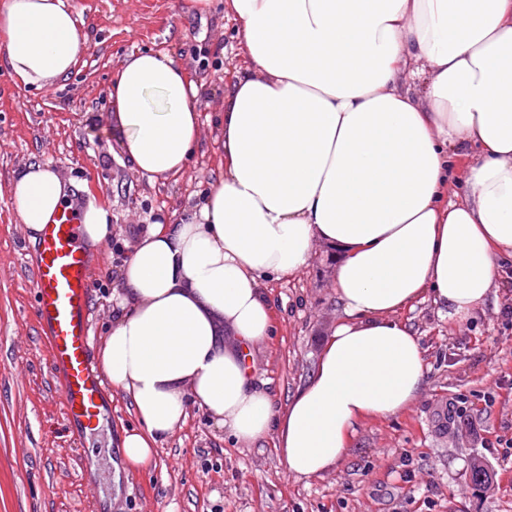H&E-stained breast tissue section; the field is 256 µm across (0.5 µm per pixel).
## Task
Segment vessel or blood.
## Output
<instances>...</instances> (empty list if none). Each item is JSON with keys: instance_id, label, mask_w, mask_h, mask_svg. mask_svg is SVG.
<instances>
[{"instance_id": "b4317fda", "label": "vessel or blood", "mask_w": 512, "mask_h": 512, "mask_svg": "<svg viewBox=\"0 0 512 512\" xmlns=\"http://www.w3.org/2000/svg\"><path fill=\"white\" fill-rule=\"evenodd\" d=\"M89 253L78 233L77 210L56 213L41 234L32 272L39 324L68 424L91 428L111 394L89 361Z\"/></svg>"}]
</instances>
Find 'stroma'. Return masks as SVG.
I'll list each match as a JSON object with an SVG mask.
<instances>
[{"mask_svg": "<svg viewBox=\"0 0 512 512\" xmlns=\"http://www.w3.org/2000/svg\"><path fill=\"white\" fill-rule=\"evenodd\" d=\"M85 49L75 69L40 91L0 63V192L33 163L73 183L77 202L112 213V239L91 252L89 348L115 317L112 290L126 256L151 224L190 215L223 174L218 124L224 95L246 63L224 0L209 11L183 0H70ZM176 58L203 84L200 144L168 181L137 174L120 145L109 89L120 61L145 49ZM36 247L0 195V512H512V468L497 439L512 438V263L470 320L443 317L431 301L400 313L425 350L426 379L403 413L367 417L346 458L314 478L291 475L275 435L235 442L203 410L159 445L149 468L116 472L117 437L137 419L112 397L110 421L70 430L50 376L36 314ZM336 250L316 245L298 274L263 280L275 329L251 347L257 382L278 404L303 386L344 313L336 300ZM492 475L471 480L473 464Z\"/></svg>", "mask_w": 512, "mask_h": 512, "instance_id": "1", "label": "stroma"}]
</instances>
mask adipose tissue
<instances>
[{
	"mask_svg": "<svg viewBox=\"0 0 512 512\" xmlns=\"http://www.w3.org/2000/svg\"><path fill=\"white\" fill-rule=\"evenodd\" d=\"M246 70L224 97V175L203 204L141 234L119 276L120 313L98 350L111 389L141 426L124 464L149 465L190 405L242 443L276 434L289 473L311 478L347 455L367 414L404 412L424 351L396 315L422 297L464 322L512 260V0H225ZM85 48L67 0H0V60L38 89ZM201 90L171 55L130 54L109 97L122 148L152 180L183 172L200 139ZM480 153L464 194L449 157ZM68 202L48 164L9 188L30 236ZM341 253L345 318L285 409L252 385L250 346L272 336L261 286Z\"/></svg>",
	"mask_w": 512,
	"mask_h": 512,
	"instance_id": "1",
	"label": "adipose tissue"
}]
</instances>
